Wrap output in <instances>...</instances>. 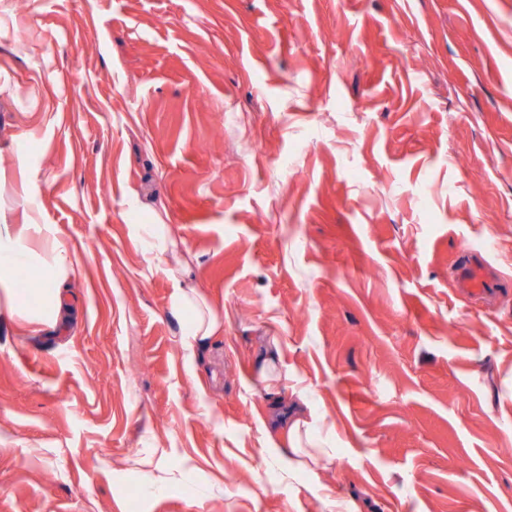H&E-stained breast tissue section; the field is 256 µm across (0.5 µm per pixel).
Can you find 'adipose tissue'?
<instances>
[{"label":"adipose tissue","instance_id":"obj_1","mask_svg":"<svg viewBox=\"0 0 512 512\" xmlns=\"http://www.w3.org/2000/svg\"><path fill=\"white\" fill-rule=\"evenodd\" d=\"M141 233L150 250L161 256L172 254L176 257L175 263L167 264L165 273L174 287L173 312L187 319L180 348L184 363L192 364L198 347L222 330L223 320L189 283V265L177 257L180 250L178 241L165 234L159 224L142 225ZM254 370V391L271 403L265 448L271 461L279 465L285 477L290 479L298 472L313 470L319 463L330 460L332 450L328 438L322 433L324 418L309 406L302 391H292L287 401L281 397L288 374L283 370L278 337H266Z\"/></svg>","mask_w":512,"mask_h":512}]
</instances>
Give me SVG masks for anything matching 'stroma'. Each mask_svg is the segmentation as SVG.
Segmentation results:
<instances>
[{"label":"stroma","mask_w":512,"mask_h":512,"mask_svg":"<svg viewBox=\"0 0 512 512\" xmlns=\"http://www.w3.org/2000/svg\"><path fill=\"white\" fill-rule=\"evenodd\" d=\"M1 224L77 316L0 322V512H512V0H0ZM270 334L336 456L288 480ZM143 239L151 251H156L159 256L177 254L180 252L179 242L170 238L163 232L162 224H140ZM483 271L484 263L477 257L461 266L456 275V284L459 290L475 298L492 293L495 288H498L499 283ZM164 272L174 287V314L179 317L190 316L183 327L180 348L184 363L191 365L195 360L197 348L223 329V319L207 305L196 288L189 283L190 269L185 260L177 259L174 264L167 263Z\"/></svg>","instance_id":"1"}]
</instances>
